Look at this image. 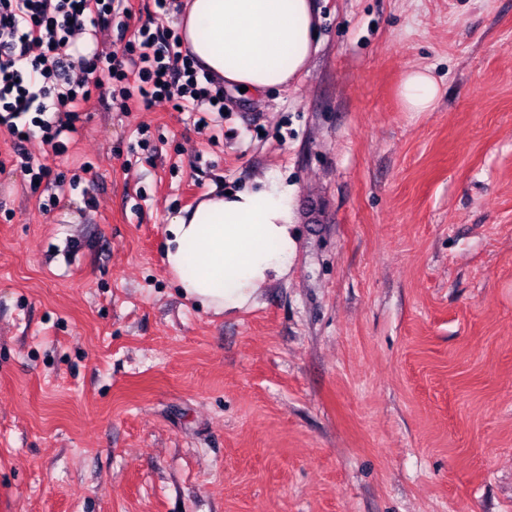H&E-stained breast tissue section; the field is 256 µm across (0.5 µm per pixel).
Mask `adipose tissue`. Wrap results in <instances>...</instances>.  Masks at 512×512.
I'll use <instances>...</instances> for the list:
<instances>
[{
    "label": "adipose tissue",
    "instance_id": "ef3b65f1",
    "mask_svg": "<svg viewBox=\"0 0 512 512\" xmlns=\"http://www.w3.org/2000/svg\"><path fill=\"white\" fill-rule=\"evenodd\" d=\"M313 0H187L177 28L200 67L246 98L285 90L317 49ZM440 88L413 68L398 96L405 111H431ZM293 188L265 175L256 187L208 191L165 228L163 261L185 298L217 314L242 308L257 289L282 276L292 256Z\"/></svg>",
    "mask_w": 512,
    "mask_h": 512
}]
</instances>
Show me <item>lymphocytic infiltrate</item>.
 Returning <instances> with one entry per match:
<instances>
[{
    "instance_id": "lymphocytic-infiltrate-1",
    "label": "lymphocytic infiltrate",
    "mask_w": 512,
    "mask_h": 512,
    "mask_svg": "<svg viewBox=\"0 0 512 512\" xmlns=\"http://www.w3.org/2000/svg\"><path fill=\"white\" fill-rule=\"evenodd\" d=\"M123 0H0V127L14 147L41 137L57 153L74 132L72 113L93 96L73 69L101 73L112 97L143 108L165 99L185 108L207 102L223 112V91L198 79L193 59L177 35L163 27L130 29ZM115 22L122 44L110 54L72 60L66 48L73 28Z\"/></svg>"
}]
</instances>
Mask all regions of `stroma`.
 <instances>
[{
    "label": "stroma",
    "instance_id": "35a3bbf8",
    "mask_svg": "<svg viewBox=\"0 0 512 512\" xmlns=\"http://www.w3.org/2000/svg\"><path fill=\"white\" fill-rule=\"evenodd\" d=\"M315 9L209 126L92 99L35 191L0 128V512H512V0ZM268 172L293 263L205 312L165 226ZM439 94V85L427 69H410L398 88L399 99L407 112L431 111Z\"/></svg>",
    "mask_w": 512,
    "mask_h": 512
}]
</instances>
